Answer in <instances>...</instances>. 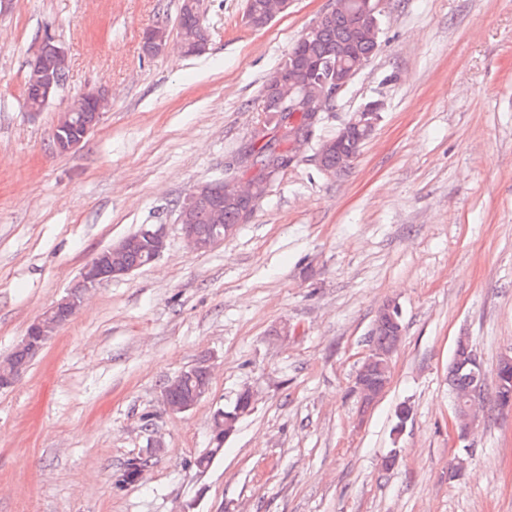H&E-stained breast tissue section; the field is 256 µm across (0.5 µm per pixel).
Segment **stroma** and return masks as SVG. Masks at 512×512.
I'll use <instances>...</instances> for the list:
<instances>
[{
    "instance_id": "35a3bbf8",
    "label": "stroma",
    "mask_w": 512,
    "mask_h": 512,
    "mask_svg": "<svg viewBox=\"0 0 512 512\" xmlns=\"http://www.w3.org/2000/svg\"><path fill=\"white\" fill-rule=\"evenodd\" d=\"M180 4L0 9V357L97 252L168 227L155 263L95 288L0 390V512H512V413L458 442L448 390L457 336L490 370L512 349V0H384L377 55L315 133L381 102L351 171L330 180L301 159L204 253L186 247L175 203L223 180L262 119L263 84L330 0H294L259 30L245 0H201L204 53L144 56V28L175 27ZM47 34L68 71L32 114L23 88ZM88 88L109 94L100 124L53 152L59 113ZM390 299L404 339L363 414L354 378ZM283 321L298 335L274 337ZM204 357L208 394L169 413L164 381ZM246 387L253 411L196 470L214 411ZM135 456L149 460L140 479L117 484Z\"/></svg>"
}]
</instances>
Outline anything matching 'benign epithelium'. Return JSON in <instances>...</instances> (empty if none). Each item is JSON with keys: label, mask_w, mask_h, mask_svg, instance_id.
<instances>
[{"label": "benign epithelium", "mask_w": 512, "mask_h": 512, "mask_svg": "<svg viewBox=\"0 0 512 512\" xmlns=\"http://www.w3.org/2000/svg\"><path fill=\"white\" fill-rule=\"evenodd\" d=\"M142 40L146 41L156 54L166 52L171 44L167 28L154 24L144 29ZM36 54L43 59V65L33 75V82L42 93V104L28 108V111L32 113L42 110L43 104L49 101L55 89L66 78L68 68L64 51L52 42L41 41ZM355 67L354 63L346 65L339 61L328 62V68L334 72V76L325 82L326 101L330 102L336 99L351 85V81L356 77ZM108 105L109 94L101 89H87L74 96L69 102L63 119L55 127L57 151L67 153L78 148L95 129ZM324 110L325 105H315L304 96L293 98L283 106V111L290 113L288 130H286L288 153L285 154V161L292 164L304 157L306 148L314 137V127L320 122ZM379 110L380 104L377 102L363 105L350 115V121L358 127H366L367 134L371 136L375 132V126L369 117L371 113ZM238 168V174L226 178L223 190L219 191L215 185L204 183L196 186L183 198V205L178 213V223L182 226L186 244L192 250L206 252L217 243L216 238L197 233L194 230V225L190 224L195 207L202 202L210 204L213 227L224 230L223 239L227 240L233 237L238 230V225L224 223V204L218 198L217 193H224V197L228 201L238 205L240 223L247 222L253 216L257 193L265 185L267 177L262 171V166L254 163L250 156L241 158L238 161ZM147 240L151 244L149 262L153 263L166 248V225L145 226L139 233L128 235L99 251L95 259L81 269L80 281L83 288L77 294L65 296L55 302L32 320L19 341V347H28L32 350L44 348L56 331L70 321L69 312L82 307L86 295L92 289L137 270V267L128 265L125 258L130 253L142 251ZM381 316L392 325L394 339L390 349L376 351L370 347L364 356L355 384L356 390L361 393L366 402L378 400L389 385L387 380L368 382L366 379L368 372L377 364L380 366L390 364L392 354L403 340V334L400 333L398 324V317L401 316L399 306L393 303L388 304L382 310ZM454 365L459 371L469 367L484 370L480 355L474 349L466 350L462 357L455 360ZM197 373H201L207 378L210 377V361L203 359L195 366L167 380L166 386L162 389V398L169 412L173 414L187 412L193 409L209 392V386L202 385L197 388L191 399L177 403L172 402L170 392L180 387L187 377ZM255 401L254 391L246 387L240 391L239 401L234 411H218L212 418V432L215 438L227 439L234 434L237 421L254 409Z\"/></svg>", "instance_id": "obj_1"}]
</instances>
